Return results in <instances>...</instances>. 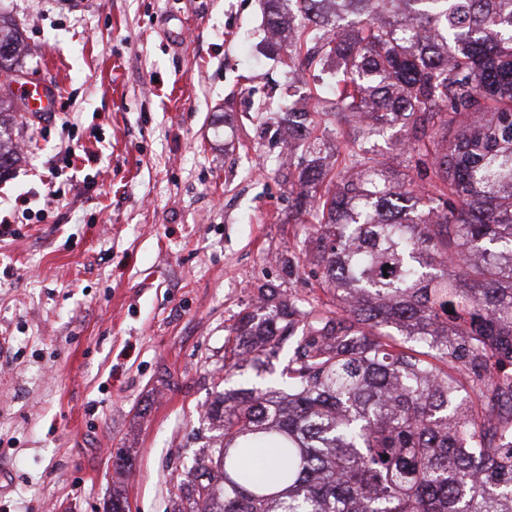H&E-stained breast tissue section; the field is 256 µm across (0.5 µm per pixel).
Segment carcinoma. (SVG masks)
<instances>
[{
  "label": "carcinoma",
  "mask_w": 512,
  "mask_h": 512,
  "mask_svg": "<svg viewBox=\"0 0 512 512\" xmlns=\"http://www.w3.org/2000/svg\"><path fill=\"white\" fill-rule=\"evenodd\" d=\"M263 4L288 73L336 67L320 108L282 113L333 300L262 292L228 328L226 371L265 372L285 342L288 363L279 387L212 402L224 441L193 461L185 512H512V0ZM19 46L0 27V72ZM398 124L423 187L372 156ZM258 448L279 460L263 475ZM324 119L325 122H322L321 132H323L322 137L327 148L323 155L327 156V162L332 163L335 158L333 157V155L336 154V147L340 144V141L342 140L341 137L336 134V129H339L341 127L345 128V126L337 122L336 119H334L333 117H325Z\"/></svg>",
  "instance_id": "1"
}]
</instances>
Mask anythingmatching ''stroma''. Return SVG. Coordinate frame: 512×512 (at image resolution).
I'll return each instance as SVG.
<instances>
[{"instance_id": "35a3bbf8", "label": "stroma", "mask_w": 512, "mask_h": 512, "mask_svg": "<svg viewBox=\"0 0 512 512\" xmlns=\"http://www.w3.org/2000/svg\"><path fill=\"white\" fill-rule=\"evenodd\" d=\"M22 78L61 90L25 112L0 171V220L35 191L38 219L0 233V512H174L215 432V392L275 385L224 374L227 329L259 287L326 301L305 165L279 121L289 78L261 0H0ZM71 155L69 190L40 179Z\"/></svg>"}]
</instances>
